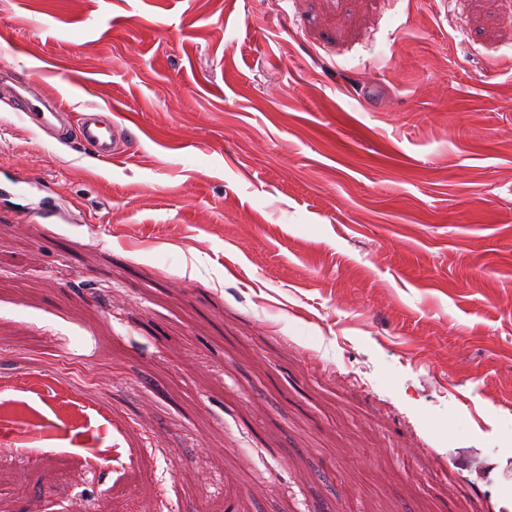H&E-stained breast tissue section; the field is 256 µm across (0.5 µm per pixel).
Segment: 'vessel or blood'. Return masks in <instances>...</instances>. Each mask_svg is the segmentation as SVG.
Returning <instances> with one entry per match:
<instances>
[{
  "label": "vessel or blood",
  "instance_id": "obj_1",
  "mask_svg": "<svg viewBox=\"0 0 512 512\" xmlns=\"http://www.w3.org/2000/svg\"><path fill=\"white\" fill-rule=\"evenodd\" d=\"M27 116L33 126L65 141L78 138L101 160L108 161L124 151L123 131L111 120L98 112H83L71 117L62 105L51 100L39 101Z\"/></svg>",
  "mask_w": 512,
  "mask_h": 512
}]
</instances>
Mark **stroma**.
Here are the masks:
<instances>
[{
    "instance_id": "35a3bbf8",
    "label": "stroma",
    "mask_w": 512,
    "mask_h": 512,
    "mask_svg": "<svg viewBox=\"0 0 512 512\" xmlns=\"http://www.w3.org/2000/svg\"><path fill=\"white\" fill-rule=\"evenodd\" d=\"M0 512H512V0H0ZM25 115L37 129L54 135L58 140H69L74 133L79 141L101 160L108 161L124 152L123 131L112 120L102 119L100 112H82L77 126L71 122V112L51 100H38Z\"/></svg>"
}]
</instances>
